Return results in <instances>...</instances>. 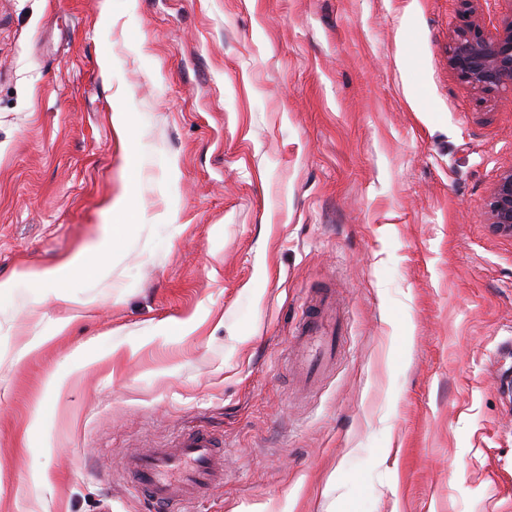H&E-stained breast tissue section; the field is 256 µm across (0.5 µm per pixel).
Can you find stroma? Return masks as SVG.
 <instances>
[{
    "instance_id": "stroma-1",
    "label": "stroma",
    "mask_w": 512,
    "mask_h": 512,
    "mask_svg": "<svg viewBox=\"0 0 512 512\" xmlns=\"http://www.w3.org/2000/svg\"><path fill=\"white\" fill-rule=\"evenodd\" d=\"M465 20L0 0V281L114 243L69 301L0 295V512H156L126 459L188 429L224 450L205 512H512V237L486 217L512 92L450 69ZM323 288L340 353L305 387ZM329 299L330 296L327 292L319 297L312 305L313 309L310 314L299 324L294 335L293 352L298 364L301 365L305 362L307 375L317 371L324 358L331 355L336 346V338L326 336L324 318L320 311ZM316 344L315 350L305 357L306 352Z\"/></svg>"
}]
</instances>
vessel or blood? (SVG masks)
<instances>
[{"mask_svg": "<svg viewBox=\"0 0 512 512\" xmlns=\"http://www.w3.org/2000/svg\"><path fill=\"white\" fill-rule=\"evenodd\" d=\"M329 300L321 295V305ZM311 311L299 324L293 351L307 373H314L336 340L328 336L320 311ZM126 469L136 487L148 496L161 512H179L202 498L210 488L224 481V453L209 432L195 429L182 434L174 447L154 448L131 455Z\"/></svg>", "mask_w": 512, "mask_h": 512, "instance_id": "obj_1", "label": "vessel or blood"}]
</instances>
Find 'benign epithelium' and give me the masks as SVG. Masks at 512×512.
I'll return each instance as SVG.
<instances>
[{
  "mask_svg": "<svg viewBox=\"0 0 512 512\" xmlns=\"http://www.w3.org/2000/svg\"><path fill=\"white\" fill-rule=\"evenodd\" d=\"M448 65L475 90L512 89V16L493 34L473 23L458 28L448 46ZM488 218L497 231L512 235V170L494 187Z\"/></svg>",
  "mask_w": 512,
  "mask_h": 512,
  "instance_id": "1",
  "label": "benign epithelium"
}]
</instances>
